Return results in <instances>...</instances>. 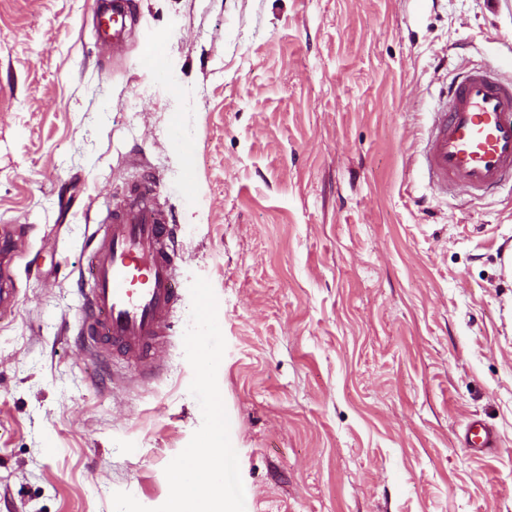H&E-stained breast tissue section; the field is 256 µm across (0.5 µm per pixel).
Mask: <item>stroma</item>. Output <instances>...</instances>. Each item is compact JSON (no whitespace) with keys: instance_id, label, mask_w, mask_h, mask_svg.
I'll use <instances>...</instances> for the list:
<instances>
[{"instance_id":"1","label":"stroma","mask_w":512,"mask_h":512,"mask_svg":"<svg viewBox=\"0 0 512 512\" xmlns=\"http://www.w3.org/2000/svg\"><path fill=\"white\" fill-rule=\"evenodd\" d=\"M137 2L116 59L96 0H0V226L26 229L0 280V512L153 510L202 424L190 303L148 386L67 330L134 155L224 311L252 512H512V195L441 199L419 170L453 73L512 66V0ZM472 419L491 454L463 448Z\"/></svg>"}]
</instances>
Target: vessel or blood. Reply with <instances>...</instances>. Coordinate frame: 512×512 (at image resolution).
Here are the masks:
<instances>
[{"label":"vessel or blood","mask_w":512,"mask_h":512,"mask_svg":"<svg viewBox=\"0 0 512 512\" xmlns=\"http://www.w3.org/2000/svg\"><path fill=\"white\" fill-rule=\"evenodd\" d=\"M132 20L130 0H112L111 9L96 15L95 29L121 50ZM422 171L439 195L459 187L488 192L512 181V75L501 65L461 67L440 91ZM160 186V175L147 172L113 197L91 237L79 276L80 342L135 366L140 382L160 376L157 354L176 332V315L190 287L181 274V227L161 203ZM461 443L484 452L494 448L495 436L482 421L473 420Z\"/></svg>","instance_id":"1"}]
</instances>
